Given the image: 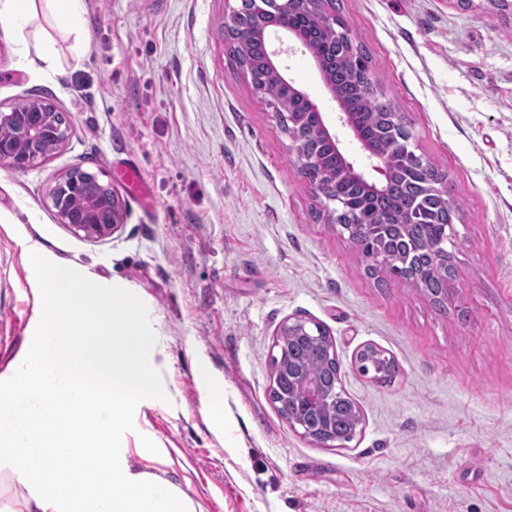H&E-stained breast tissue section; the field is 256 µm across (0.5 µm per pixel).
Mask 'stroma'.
<instances>
[{
	"label": "stroma",
	"mask_w": 512,
	"mask_h": 512,
	"mask_svg": "<svg viewBox=\"0 0 512 512\" xmlns=\"http://www.w3.org/2000/svg\"><path fill=\"white\" fill-rule=\"evenodd\" d=\"M378 87L417 151L447 173L459 212L448 306L399 280L317 218L272 109L232 65L226 0H84L87 43L38 13L17 43L0 23V108L46 99L65 143L22 172L0 167V374L32 333L27 249L139 294L160 333L166 400L137 407L127 433L167 449L168 479L204 512H512V19L485 0H341ZM49 36L58 67L21 71ZM287 74L320 107L336 104L312 59ZM138 166V196L121 176ZM118 196L123 226L93 240L63 224L48 192L73 169ZM335 336L365 428L342 448L290 429L270 399L272 342L287 318ZM376 345L398 373L359 374ZM223 383L224 418L202 376Z\"/></svg>",
	"instance_id": "obj_1"
}]
</instances>
